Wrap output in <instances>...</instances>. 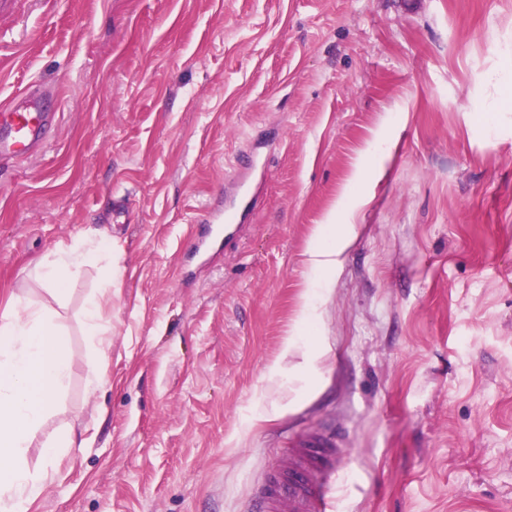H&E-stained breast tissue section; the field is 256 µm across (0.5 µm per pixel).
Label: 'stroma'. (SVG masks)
Returning a JSON list of instances; mask_svg holds the SVG:
<instances>
[{"label":"stroma","instance_id":"obj_1","mask_svg":"<svg viewBox=\"0 0 512 512\" xmlns=\"http://www.w3.org/2000/svg\"><path fill=\"white\" fill-rule=\"evenodd\" d=\"M510 78L512 0H0V106L58 114L0 163V314L52 304L30 273L76 236L117 272L103 350L102 273L70 284L28 512H247L333 429L334 512H512ZM246 155L258 200L213 232ZM331 219L356 236L321 288ZM65 427L84 447L46 463Z\"/></svg>","mask_w":512,"mask_h":512}]
</instances>
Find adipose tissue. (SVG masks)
<instances>
[{"instance_id":"adipose-tissue-1","label":"adipose tissue","mask_w":512,"mask_h":512,"mask_svg":"<svg viewBox=\"0 0 512 512\" xmlns=\"http://www.w3.org/2000/svg\"><path fill=\"white\" fill-rule=\"evenodd\" d=\"M329 240L306 251L311 270L335 271L352 241L355 227L331 224ZM112 242L76 240L42 263L36 276L55 303L64 302L72 278L82 268L111 264ZM12 309L0 316V512H25L41 495L46 471L30 469L26 450L63 394L70 374L64 338L67 326L54 306L11 297Z\"/></svg>"}]
</instances>
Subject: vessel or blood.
Listing matches in <instances>:
<instances>
[{
	"instance_id": "obj_1",
	"label": "vessel or blood",
	"mask_w": 512,
	"mask_h": 512,
	"mask_svg": "<svg viewBox=\"0 0 512 512\" xmlns=\"http://www.w3.org/2000/svg\"><path fill=\"white\" fill-rule=\"evenodd\" d=\"M0 120L13 130L12 138L0 142L2 160L35 154L46 143L55 115L14 107L0 112ZM342 445L337 432H313L296 441L287 468L269 475L255 493L262 512H331Z\"/></svg>"
}]
</instances>
